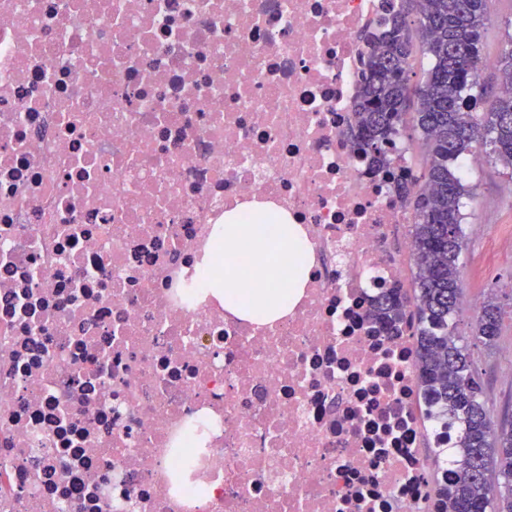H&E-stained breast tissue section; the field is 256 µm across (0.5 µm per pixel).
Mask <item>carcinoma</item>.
Listing matches in <instances>:
<instances>
[{"label":"carcinoma","instance_id":"obj_1","mask_svg":"<svg viewBox=\"0 0 512 512\" xmlns=\"http://www.w3.org/2000/svg\"><path fill=\"white\" fill-rule=\"evenodd\" d=\"M404 2L369 59L370 78L357 103L359 129L380 165L391 161L389 146L409 127L425 147L415 164L416 180L425 189L402 193L414 220L420 385L430 414L444 421L456 448L448 471L449 512H512V424L496 430L488 419L470 344L457 334L455 321L462 297V199L469 194L455 163L478 141L489 145L499 162H512V95L481 92L487 0ZM419 54L431 66L414 82ZM499 64L500 82L512 81V35ZM480 100L488 104L486 111L467 110ZM501 319L500 306L485 303L476 316L474 339L493 346Z\"/></svg>","mask_w":512,"mask_h":512}]
</instances>
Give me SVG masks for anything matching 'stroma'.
Here are the masks:
<instances>
[{"label":"stroma","mask_w":512,"mask_h":512,"mask_svg":"<svg viewBox=\"0 0 512 512\" xmlns=\"http://www.w3.org/2000/svg\"><path fill=\"white\" fill-rule=\"evenodd\" d=\"M482 33L485 55L500 58L512 30V0H488ZM511 176L494 160L469 172L464 182L466 247L462 254L464 297H492L502 309L500 336L494 346L473 347L475 368L484 384L487 409L496 421L512 420V380L502 377L504 351L512 346V194L504 189Z\"/></svg>","instance_id":"obj_1"}]
</instances>
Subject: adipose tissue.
<instances>
[{"label": "adipose tissue", "instance_id": "ef3b65f1", "mask_svg": "<svg viewBox=\"0 0 512 512\" xmlns=\"http://www.w3.org/2000/svg\"><path fill=\"white\" fill-rule=\"evenodd\" d=\"M301 228L267 212L260 224L244 223L237 212L224 216V241L213 255L224 269L209 285L229 312L255 323L281 319L303 294L309 272Z\"/></svg>", "mask_w": 512, "mask_h": 512}]
</instances>
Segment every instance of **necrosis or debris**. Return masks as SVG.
I'll list each match as a JSON object with an SVG mask.
<instances>
[{
    "label": "necrosis or debris",
    "instance_id": "obj_1",
    "mask_svg": "<svg viewBox=\"0 0 512 512\" xmlns=\"http://www.w3.org/2000/svg\"><path fill=\"white\" fill-rule=\"evenodd\" d=\"M402 7L0 0V512H448L391 237L411 164L355 120ZM254 201L314 260L263 325L203 278Z\"/></svg>",
    "mask_w": 512,
    "mask_h": 512
}]
</instances>
